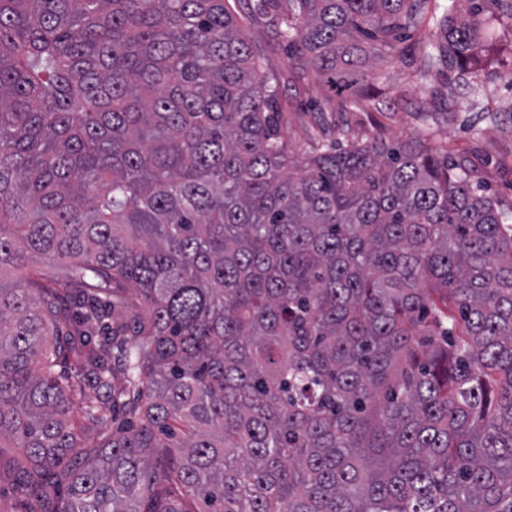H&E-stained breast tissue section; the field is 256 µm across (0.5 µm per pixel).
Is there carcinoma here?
Here are the masks:
<instances>
[{
  "label": "carcinoma",
  "mask_w": 512,
  "mask_h": 512,
  "mask_svg": "<svg viewBox=\"0 0 512 512\" xmlns=\"http://www.w3.org/2000/svg\"><path fill=\"white\" fill-rule=\"evenodd\" d=\"M227 2L0 0V448L28 512L52 481L59 512H512L500 201L432 128L296 159ZM457 2L251 10L356 112L391 61L483 112L474 61L512 0ZM111 404L137 427L85 452Z\"/></svg>",
  "instance_id": "cac0c4a2"
}]
</instances>
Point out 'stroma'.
<instances>
[{
    "label": "stroma",
    "mask_w": 512,
    "mask_h": 512,
    "mask_svg": "<svg viewBox=\"0 0 512 512\" xmlns=\"http://www.w3.org/2000/svg\"><path fill=\"white\" fill-rule=\"evenodd\" d=\"M231 8L266 67L285 78L280 126L294 155L304 154L310 138L335 139L345 124L356 137L375 127L389 141L418 136L431 126L438 130L449 157L465 160L488 192L512 208V30L498 29L481 58L488 75L490 113L457 110L461 83L444 73L435 78V96H423L411 88L409 68L397 63L389 68L390 85L404 96L395 111L348 112V94L335 93L324 82L296 81L284 45L267 19L252 16L249 0H233ZM11 455L8 448L0 452V512H27L28 502L17 490L25 475L12 467Z\"/></svg>",
    "instance_id": "stroma-1"
}]
</instances>
